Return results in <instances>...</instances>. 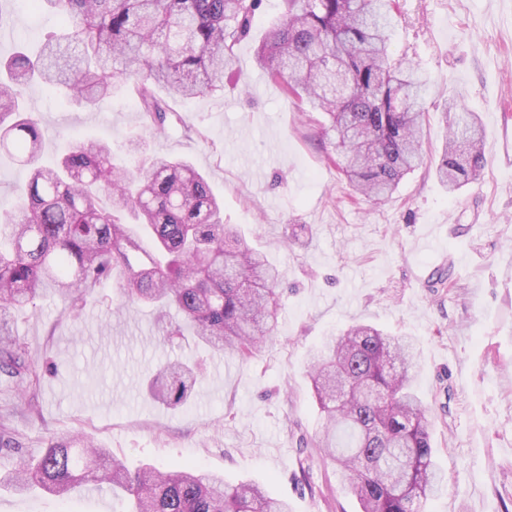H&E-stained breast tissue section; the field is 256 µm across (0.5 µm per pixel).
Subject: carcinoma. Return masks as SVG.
I'll return each mask as SVG.
<instances>
[{
  "mask_svg": "<svg viewBox=\"0 0 512 512\" xmlns=\"http://www.w3.org/2000/svg\"><path fill=\"white\" fill-rule=\"evenodd\" d=\"M285 12L255 50V63L287 95L324 115L333 162L352 190L389 197L422 160L426 80L419 64L389 53L394 0H283ZM59 16L61 32L37 51L0 58V151L30 172L17 209L0 213V372L37 385L11 313L47 291L76 318L111 273L132 303L178 309L197 343L246 361L276 332L279 271L224 224L207 178L186 160L130 144L133 166L116 164L100 140H79L52 167L39 163L44 134L23 106L43 82L91 111L136 81L139 109L155 130L172 119L154 86L185 99L224 89L233 48L261 0H34ZM448 134L435 174L454 192L479 181L484 135L474 113L442 103ZM416 342L371 325L328 337L311 353L309 375L325 425L315 441L362 512H421L442 489L426 410L414 382ZM196 383L168 361L155 392L171 406ZM121 494L127 512H290L253 483L227 485L198 464L130 470L105 448L71 434L22 459L8 485L66 498L76 487Z\"/></svg>",
  "mask_w": 512,
  "mask_h": 512,
  "instance_id": "obj_1",
  "label": "carcinoma"
}]
</instances>
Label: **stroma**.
Segmentation results:
<instances>
[{
  "mask_svg": "<svg viewBox=\"0 0 512 512\" xmlns=\"http://www.w3.org/2000/svg\"><path fill=\"white\" fill-rule=\"evenodd\" d=\"M400 4L391 55L421 62L429 98L463 103L484 132L482 179L454 193L434 173L446 132L438 112L424 127L423 163L392 197L376 204L351 191L317 122L254 63L284 14L282 0H263L223 91L181 99L157 87L177 114L165 130L147 124L130 83L92 122L55 87L27 90L45 133L44 164L82 139L109 142L119 155L138 138L190 161L223 199L225 223L279 268L281 312L273 340L244 363L232 352L166 341L153 309L128 303L116 276L76 318L55 296L38 299L11 326L40 383L25 395L0 377V425L26 457L71 432L132 468L196 463L232 485H264L291 512H360L312 443L322 418L307 365L326 336L364 322L417 341L415 389L447 486L426 512H512V0ZM0 8L9 16L0 57L60 30L57 16L21 10L16 0ZM441 268L451 286L431 287ZM177 359L200 370L191 397L170 409L148 385ZM120 510L105 494L0 489V512Z\"/></svg>",
  "mask_w": 512,
  "mask_h": 512,
  "instance_id": "stroma-1",
  "label": "stroma"
}]
</instances>
